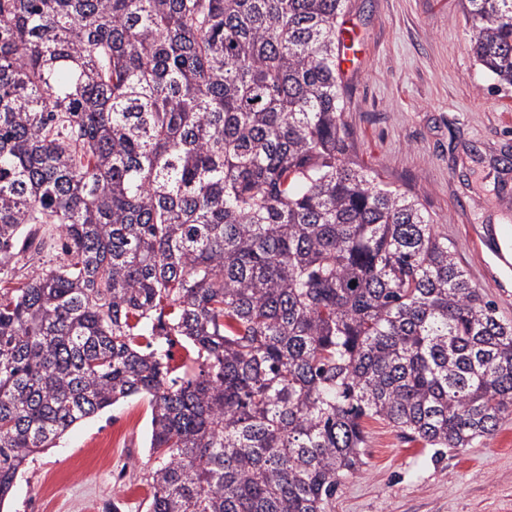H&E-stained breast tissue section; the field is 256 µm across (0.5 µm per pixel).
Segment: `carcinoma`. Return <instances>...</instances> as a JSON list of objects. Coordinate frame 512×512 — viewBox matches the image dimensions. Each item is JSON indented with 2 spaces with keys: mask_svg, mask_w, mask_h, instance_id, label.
<instances>
[{
  "mask_svg": "<svg viewBox=\"0 0 512 512\" xmlns=\"http://www.w3.org/2000/svg\"><path fill=\"white\" fill-rule=\"evenodd\" d=\"M348 2L0 0V504L129 398L147 512H327L363 419L448 449L512 418V319L349 153ZM463 7L512 86V0Z\"/></svg>",
  "mask_w": 512,
  "mask_h": 512,
  "instance_id": "cac0c4a2",
  "label": "carcinoma"
}]
</instances>
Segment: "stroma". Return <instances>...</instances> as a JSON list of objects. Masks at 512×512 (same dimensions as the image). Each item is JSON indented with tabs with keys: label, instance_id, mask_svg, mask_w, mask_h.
Returning a JSON list of instances; mask_svg holds the SVG:
<instances>
[{
	"label": "stroma",
	"instance_id": "obj_1",
	"mask_svg": "<svg viewBox=\"0 0 512 512\" xmlns=\"http://www.w3.org/2000/svg\"><path fill=\"white\" fill-rule=\"evenodd\" d=\"M363 66L343 78L352 156L417 194L473 286L512 319V86L475 61L462 0H350ZM366 463L328 512H512V420L468 448L434 449L366 419ZM147 404L119 403L32 455L0 512H146Z\"/></svg>",
	"mask_w": 512,
	"mask_h": 512
}]
</instances>
